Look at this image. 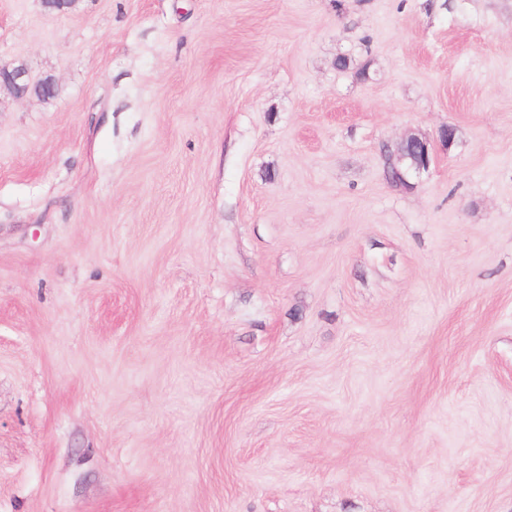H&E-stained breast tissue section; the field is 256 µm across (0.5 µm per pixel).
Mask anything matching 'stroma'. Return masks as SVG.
Listing matches in <instances>:
<instances>
[{
    "instance_id": "stroma-1",
    "label": "stroma",
    "mask_w": 512,
    "mask_h": 512,
    "mask_svg": "<svg viewBox=\"0 0 512 512\" xmlns=\"http://www.w3.org/2000/svg\"><path fill=\"white\" fill-rule=\"evenodd\" d=\"M0 63V512H512V0H0ZM4 74L8 75L7 80H4ZM28 83H30L28 73L22 66L0 64V85L13 90L18 97H23L29 92Z\"/></svg>"
}]
</instances>
